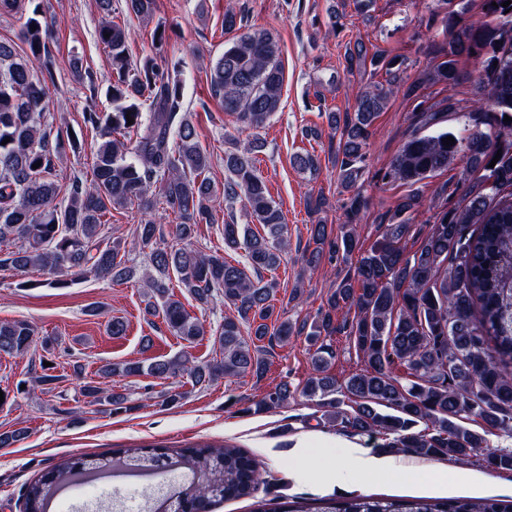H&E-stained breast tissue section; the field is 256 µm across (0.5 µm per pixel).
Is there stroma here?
Returning <instances> with one entry per match:
<instances>
[{
	"mask_svg": "<svg viewBox=\"0 0 512 512\" xmlns=\"http://www.w3.org/2000/svg\"><path fill=\"white\" fill-rule=\"evenodd\" d=\"M457 1L436 0L433 10L428 11L414 7L411 0H373L362 14L357 0H156L154 19L147 22L127 14L124 0H114L118 20L131 31L132 58L152 54L155 24H165L169 36L165 54L168 61L182 64L185 104L198 140L211 156L209 176L219 186L227 177L225 152L243 147L246 141L210 89V67L235 38L224 29L225 10H241L249 24L269 30L278 40L285 73L282 105L262 131L266 147L258 154L256 166L288 225L290 246L274 273L279 283L274 304L291 321L299 323L327 309L337 274L349 269L345 263L334 270L325 263L313 269L307 266L314 248L309 226L324 224L329 234L336 236L348 222L343 206L348 193L340 185L336 167L339 136L328 129L325 115L353 111L360 92L385 78L381 71H349L345 43L360 40L369 50L399 56L410 78L424 76L438 60L444 17ZM42 6L54 20L49 40L54 83L48 91L46 112L48 121L65 133L54 152L52 171L61 189L57 202L62 205L72 180L91 176L93 152L101 137L84 124L83 114L91 109L109 110L103 84L111 72V60L97 38L100 15L96 0H42ZM333 9L342 16L343 30L338 34L327 27ZM76 57L90 75L81 83L71 71ZM460 69L455 91H448L441 83L428 82L421 87V98L431 111L444 112L451 93L456 95L460 111H470L471 85L481 73V64L471 59L462 62ZM413 108V102L395 93L370 129L363 172L355 186L367 202L360 214L362 250L370 249L378 237L381 217L394 211L404 197L416 193L422 201L413 213L407 238L410 252L420 246L435 212L457 206L463 198L466 176L459 163L413 186L384 179L391 161L417 129ZM309 127L321 128V137H304L303 131ZM305 152L318 159L316 171L294 167V155ZM319 197L325 198V205L319 212L310 211L309 201ZM143 216L142 209L133 206L114 211L110 220L113 236L124 240L127 258L139 267L147 265L149 254L135 232ZM230 217L236 223H246L242 202L225 204L216 223L198 225L195 247L208 254H224L230 261L241 259V252L224 247V222ZM17 281L13 272L0 270V321H29L38 337L56 338L57 345L48 355L38 345L23 358L0 355V391L11 396L0 405V433L19 423L28 431L26 439L0 450V512H20L25 486L49 466L78 454L108 456L147 444L180 448L227 443L256 455L266 471V484L251 496L216 506L214 512H270L282 502L308 507L318 497L356 494L512 500V474L493 471L481 461L458 466L456 475L444 480L428 477L393 482L380 472L343 478L336 464L335 442H355L368 455L378 457L382 454L378 439L326 420L323 408L300 396L270 412L239 414L236 401L260 398L279 383L295 387L309 377L310 352L301 337L292 338L285 347L267 346L268 371L262 380L222 378L194 389L177 406L164 407L160 395L176 386V379L116 377L112 380L115 389L145 398L146 404L130 414L99 411L84 402L79 388L82 379L94 378L106 362L143 360L184 349L197 361L206 362L214 356L211 339L186 348L161 318L146 314L142 283L137 279L113 283L90 277L68 288H21ZM298 288L304 295L297 304L291 296ZM94 307L101 308V315H91ZM354 315V310L346 308L335 313L337 331L332 344L336 357L329 373L340 383L364 366L344 328ZM112 317L125 321L123 336L107 334L105 324ZM146 337L152 340L147 350L142 347ZM46 361L52 363L58 377L55 390L40 396L23 391L24 382L42 374ZM304 436L321 439L312 451L314 461L310 464L298 463L295 457V444ZM183 482L179 471L150 479H113L109 499L112 512H125L157 485L178 487Z\"/></svg>",
	"mask_w": 512,
	"mask_h": 512,
	"instance_id": "1",
	"label": "stroma"
}]
</instances>
